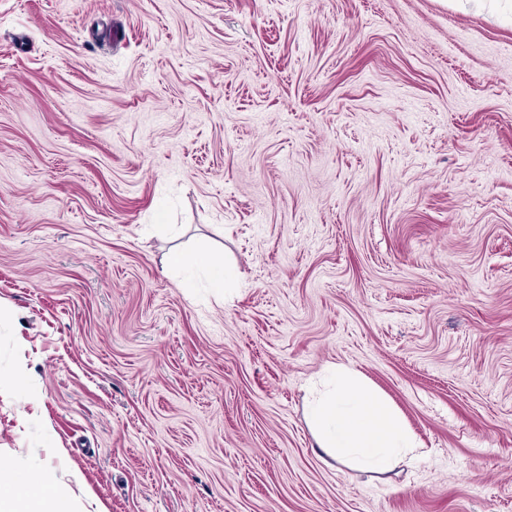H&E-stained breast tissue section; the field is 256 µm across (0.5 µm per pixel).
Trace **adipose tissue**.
Wrapping results in <instances>:
<instances>
[{
    "instance_id": "ef3b65f1",
    "label": "adipose tissue",
    "mask_w": 512,
    "mask_h": 512,
    "mask_svg": "<svg viewBox=\"0 0 512 512\" xmlns=\"http://www.w3.org/2000/svg\"><path fill=\"white\" fill-rule=\"evenodd\" d=\"M308 419L319 448L361 468L388 471L418 447L394 405L340 365L329 367L328 383L310 403ZM50 482L44 471L27 483L0 467V512H72L65 496H45Z\"/></svg>"
}]
</instances>
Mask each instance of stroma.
I'll return each mask as SVG.
<instances>
[{"instance_id": "stroma-1", "label": "stroma", "mask_w": 512, "mask_h": 512, "mask_svg": "<svg viewBox=\"0 0 512 512\" xmlns=\"http://www.w3.org/2000/svg\"><path fill=\"white\" fill-rule=\"evenodd\" d=\"M0 376L73 512H512V0H0ZM328 379L308 407L316 443L328 456L377 472L419 457L416 438L384 395L340 365L328 368Z\"/></svg>"}]
</instances>
